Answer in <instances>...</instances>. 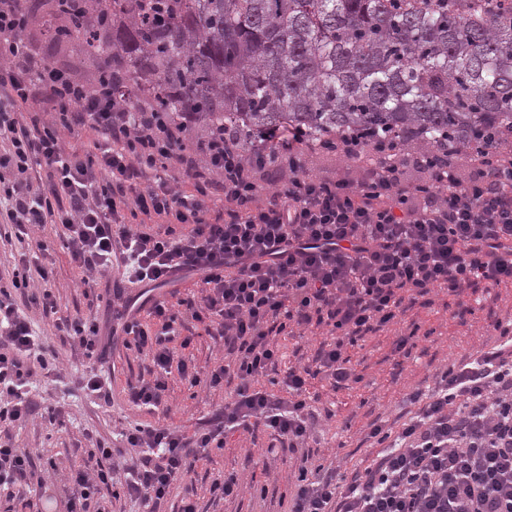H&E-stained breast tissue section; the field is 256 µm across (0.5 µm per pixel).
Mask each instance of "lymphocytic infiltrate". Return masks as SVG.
Listing matches in <instances>:
<instances>
[{
  "instance_id": "f902f5d3",
  "label": "lymphocytic infiltrate",
  "mask_w": 512,
  "mask_h": 512,
  "mask_svg": "<svg viewBox=\"0 0 512 512\" xmlns=\"http://www.w3.org/2000/svg\"><path fill=\"white\" fill-rule=\"evenodd\" d=\"M29 0H0V221L20 245V262L45 252L34 228L53 223L84 287L120 270L112 317L57 316L49 290L32 303L55 328L96 359L78 379L88 396L108 400L102 366L116 344L149 357L150 377L129 384L138 407L164 402L169 375L190 385H237L231 399L193 432L169 425L121 431L126 447L89 451L72 470L69 512H108L113 497L162 512L171 487L196 462L223 449L229 431L262 427L291 449L307 447L313 422L308 381L355 380L346 344L378 332L435 289L461 293L512 281V143L470 154L437 148L422 157L362 146L353 134L315 143L293 133L276 147L245 143L233 126L193 134L189 124L128 103V73L101 70L94 89L35 51L27 40ZM93 149L65 147L85 130ZM363 160L359 177L309 171L317 152ZM420 174L410 180L407 168ZM0 285V512L30 493L32 456L6 435L33 416L32 387L50 374L44 341L13 291L26 272ZM196 272L195 295L177 303L154 288ZM224 341V363L200 368L178 357L188 347L185 319ZM328 329L314 366L279 370L276 338L288 329ZM499 344L448 365L398 433L373 425L380 451L353 476L298 469L290 512H512V321H495ZM282 371L279 397L260 377Z\"/></svg>"
}]
</instances>
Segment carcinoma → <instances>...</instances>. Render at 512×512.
Wrapping results in <instances>:
<instances>
[{"label":"carcinoma","mask_w":512,"mask_h":512,"mask_svg":"<svg viewBox=\"0 0 512 512\" xmlns=\"http://www.w3.org/2000/svg\"><path fill=\"white\" fill-rule=\"evenodd\" d=\"M45 32L95 66L126 69L130 97L243 137L338 131L420 154L475 152L512 134V0H103Z\"/></svg>","instance_id":"cac0c4a2"}]
</instances>
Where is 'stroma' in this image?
Returning <instances> with one entry per match:
<instances>
[{
    "label": "stroma",
    "instance_id": "1",
    "mask_svg": "<svg viewBox=\"0 0 512 512\" xmlns=\"http://www.w3.org/2000/svg\"><path fill=\"white\" fill-rule=\"evenodd\" d=\"M29 39L53 65L68 66L83 81L91 77L93 65L80 53L53 46L41 25L31 28ZM39 236L47 244V264L53 274L46 282L32 275L31 285L52 288L60 315L84 314L92 306L99 314L110 313V290L100 287L96 299L86 297L81 274L63 246L61 226L46 225ZM430 299V305H415L398 322L346 346L345 355L358 382L336 389L322 377L310 381L309 391L317 396L313 408L318 418L307 450L311 465L338 467L346 473L367 466L378 452L368 437L371 423L399 430L416 411L407 401L411 393L427 390L435 375L453 361L494 344L493 321L512 319V283L460 295L436 290ZM18 302L45 334L46 359L55 360L60 368L59 376L39 392V417L16 437L20 447L32 451L36 475L46 479L39 495L32 497L29 512H67L69 492L64 474L83 465L95 443L115 447L114 434L124 424H172L190 432L234 392L230 383L209 390L173 376L168 380L166 408L136 407L128 400L127 386L149 368L150 362L135 349L119 345L105 366L111 385L110 403L87 398L76 380L88 366V359L74 355L70 339L60 335L38 309L30 307L26 297H19ZM409 332L414 333L416 342L410 356L395 353V340ZM54 408L61 409L62 421L53 426L46 416ZM274 442V436L263 430L252 436L226 433L223 450L198 462L190 476L173 487L166 512H181L188 499L193 500L196 512H288L295 492L292 474L300 456L283 449L276 456L267 455ZM231 471L241 475V490L225 498L216 497L210 491L212 482Z\"/></svg>",
    "mask_w": 512,
    "mask_h": 512
}]
</instances>
